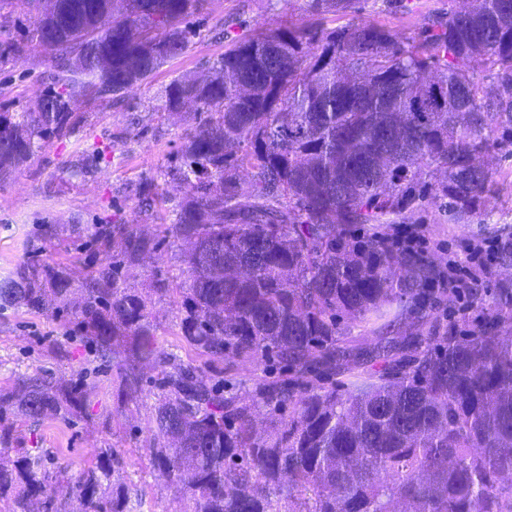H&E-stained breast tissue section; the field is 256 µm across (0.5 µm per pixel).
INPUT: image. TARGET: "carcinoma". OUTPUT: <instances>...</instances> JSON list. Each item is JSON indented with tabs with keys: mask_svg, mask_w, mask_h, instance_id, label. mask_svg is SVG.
<instances>
[{
	"mask_svg": "<svg viewBox=\"0 0 512 512\" xmlns=\"http://www.w3.org/2000/svg\"><path fill=\"white\" fill-rule=\"evenodd\" d=\"M205 2L24 0L33 39L57 65L35 111L0 114V174L74 126V99L119 100L183 54L187 19ZM226 39L206 74L181 76L163 95L170 114L187 105L206 115L176 153L190 191L172 224L193 275L181 330L208 357L273 355L297 372L286 385L258 384L248 403L143 344L140 359L170 366L154 465L185 490L183 512H512V288L476 299L479 329L450 324L411 347L385 338L354 351L350 329L417 293L436 265L355 227L399 214L424 174L461 213L494 192L480 159L512 148V0H467L406 43L374 19ZM22 51L0 37V62ZM51 292L67 289L25 274L0 283V304L39 307ZM76 314L102 351L117 336L148 335L143 301L107 272ZM338 356L359 369L337 388L314 383ZM377 360L382 368L363 369ZM9 399L34 421L81 404L51 383L24 382ZM259 402L292 414L258 434ZM14 452L0 453V495L13 494L14 512H62L45 459ZM115 473L112 453L98 452L74 496L94 512H128L125 497L103 510L102 479Z\"/></svg>",
	"mask_w": 512,
	"mask_h": 512,
	"instance_id": "carcinoma-1",
	"label": "carcinoma"
}]
</instances>
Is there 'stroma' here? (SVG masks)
<instances>
[{
	"label": "stroma",
	"mask_w": 512,
	"mask_h": 512,
	"mask_svg": "<svg viewBox=\"0 0 512 512\" xmlns=\"http://www.w3.org/2000/svg\"><path fill=\"white\" fill-rule=\"evenodd\" d=\"M461 5V0H356L354 9L357 17L381 21L402 40L416 36L424 18L447 15ZM307 8L308 0H207L184 54L164 63L121 101L76 100L72 108L84 115V123L51 138L9 178L0 179V279L29 271L42 275L43 287L68 290L66 299L49 298L41 308L0 309V428L11 427L10 447L52 456L61 494L86 477L97 451L106 448L120 459L121 479L114 491L128 498L133 512H181L183 507L181 486L152 463L161 366L137 362L145 341L138 336L116 337L111 354L102 355L73 314L102 270L116 269L117 287L143 300L147 341L154 349L191 367L225 395L249 399L257 382L290 378V368L276 357L252 365L212 360L182 334L179 303L192 275L185 246L165 220L188 190L173 175V157L198 119L191 111L184 120L173 119L161 105L174 78L206 72L223 54L222 31L248 36L297 24ZM12 19L10 33L24 44L25 54L0 62V112H30L48 86L54 60L32 40V21L22 0H16ZM487 161L499 191L485 209L461 215L449 211L447 199H417L403 217L390 218L383 232L397 239L417 231L416 250L436 260L442 275L450 263H464L470 246L499 243L501 230L512 232V152H491ZM114 226L145 239L146 250L132 257L123 238L103 239L102 229ZM48 268L55 279L45 278ZM459 319L458 307L448 306L432 288L420 305H405L391 323L379 322L358 334L371 345L383 336L427 333L433 321ZM133 362L140 374L134 397L123 379ZM34 377L79 390L81 407L61 408L38 422L26 418L8 396L21 380Z\"/></svg>",
	"instance_id": "stroma-1"
}]
</instances>
